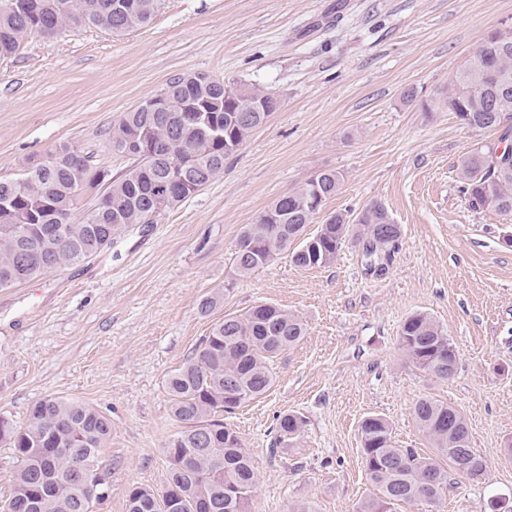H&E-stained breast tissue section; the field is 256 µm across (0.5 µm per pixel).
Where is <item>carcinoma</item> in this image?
<instances>
[{
  "mask_svg": "<svg viewBox=\"0 0 512 512\" xmlns=\"http://www.w3.org/2000/svg\"><path fill=\"white\" fill-rule=\"evenodd\" d=\"M126 2L127 12L120 14L112 10L114 0H0V57L14 53L31 36L54 37L89 26L121 34L148 24L158 8V0ZM242 88L237 108L251 112L250 123L230 120L224 111V85L202 74L182 75L167 84L161 95L171 100L169 110L138 106L123 113L109 131L112 148L139 142L146 150L127 152L137 164L110 181L95 208L78 222L72 219L78 198L100 186L106 174L87 164L74 166L77 151L70 147L53 150L17 179H0V288L88 259L128 227L145 223L149 212L163 213L223 173L229 157L225 144L243 146L272 114L251 111L256 86ZM439 107L468 128L495 130L500 140H511L512 40L505 43L492 32L426 110ZM185 112L203 113L208 121L185 126ZM176 172L183 185L172 200L166 188ZM457 176L472 207L512 213V160H499L495 148L471 149ZM341 184L340 173L323 170L317 180L308 178L282 195V213L265 209L244 225L234 251L236 274L247 276L285 252L297 267L325 266L348 240L373 273L388 269L401 230L379 202L354 217L331 214L316 233H306L320 213L311 201L324 205ZM305 331L299 316L269 303L226 314L212 325L165 381L173 419L180 424L164 446L166 488H129L126 512H249L259 474L236 431L224 423V414L271 388L274 358L299 343ZM399 341L418 369L448 379V362H457L458 354L450 351L447 332L429 315L406 318ZM413 418L448 467L394 447L389 422L368 415L359 432L373 492L358 512H396L400 504L438 500L451 487V473L463 474V459L471 463L468 477L484 475L485 464L471 448L468 423L459 410L423 398L414 405ZM304 426L295 412L279 416L278 444L292 446ZM111 434L112 421L97 409L52 396L33 405L25 428L0 417V441L13 448L18 462L0 512H91L106 494L101 456Z\"/></svg>",
  "mask_w": 512,
  "mask_h": 512,
  "instance_id": "carcinoma-1",
  "label": "carcinoma"
}]
</instances>
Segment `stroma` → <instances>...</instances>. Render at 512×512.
<instances>
[{"mask_svg": "<svg viewBox=\"0 0 512 512\" xmlns=\"http://www.w3.org/2000/svg\"><path fill=\"white\" fill-rule=\"evenodd\" d=\"M512 22V0H159L122 35L84 28L26 40L0 59V178L66 145L116 177L132 165L109 129L178 76L202 73L277 92L280 107L216 177L156 223L43 278L0 288V416L29 423L45 396L112 421L102 462L109 488L92 512H126V492L163 490V448L177 429L164 384L212 324L268 302L297 314L302 340L275 358V383L224 420L260 474L250 512H356L371 493L359 423L387 419L398 447L434 449L412 408L423 397L460 410L486 469L456 476L437 508L512 512V214L473 208L457 167L493 131L427 112L477 46ZM417 92L414 101L404 93ZM343 176L325 212L384 204L401 237L385 276L345 244L333 263L281 254L233 277L241 228L318 170ZM220 301L201 314L203 296ZM430 315L459 358L453 378L416 368L399 330ZM306 426L273 448L276 419Z\"/></svg>", "mask_w": 512, "mask_h": 512, "instance_id": "stroma-1", "label": "stroma"}]
</instances>
